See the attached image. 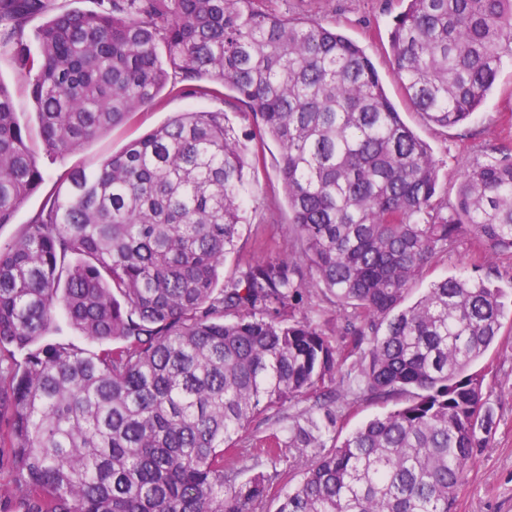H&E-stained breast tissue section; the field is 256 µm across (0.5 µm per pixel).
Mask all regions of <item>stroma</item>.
<instances>
[{"mask_svg":"<svg viewBox=\"0 0 512 512\" xmlns=\"http://www.w3.org/2000/svg\"><path fill=\"white\" fill-rule=\"evenodd\" d=\"M273 7L282 12L291 8L301 13H318L365 49L403 121L431 149L437 166L439 199L455 202L466 167L487 161L496 147L512 148V60H504L486 102L465 125L439 128L407 105L393 74L388 36L394 17L403 9L401 0H323L319 5L313 0H274ZM222 109L240 140L250 143L255 125L251 113L227 108L221 96L186 98L165 91L153 104L101 138L61 159L40 155L39 164L49 174L60 169H89L102 157L120 151L177 113ZM279 161L278 146L267 143L260 163L247 172L238 251L226 259L221 279L235 275L239 257L268 259L295 250L287 230L288 203L278 174ZM451 275L490 276L503 291L507 309H512L511 256L489 261L477 240L469 236L457 240L414 284L412 297H420L431 282ZM483 361L489 366L485 384L496 407L492 443L468 468L455 510L512 512V321L505 322Z\"/></svg>","mask_w":512,"mask_h":512,"instance_id":"35a3bbf8","label":"stroma"}]
</instances>
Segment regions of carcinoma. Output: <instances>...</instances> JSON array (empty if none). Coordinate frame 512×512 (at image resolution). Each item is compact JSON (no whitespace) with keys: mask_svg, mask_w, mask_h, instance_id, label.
I'll use <instances>...</instances> for the list:
<instances>
[{"mask_svg":"<svg viewBox=\"0 0 512 512\" xmlns=\"http://www.w3.org/2000/svg\"><path fill=\"white\" fill-rule=\"evenodd\" d=\"M258 0H0V56L22 58L46 154L63 158L165 89L232 92L280 151L291 255L220 282L239 235L250 153L226 113L181 112L90 170L48 178L0 80V224L44 202L0 245V412L20 512H259L271 476L237 480L252 422L311 405L264 436L302 476L277 512H454L495 408L474 365L501 335L502 291L450 276L405 305L448 244L512 255V153L467 167L435 198L430 147L401 119L364 49L317 17ZM394 71L428 122L457 127L512 59V0H403ZM49 189H44L46 181ZM341 315L334 343L300 308ZM64 314L98 351L47 340ZM389 410L336 441L359 401ZM44 191L36 192L24 201L19 210L16 212L10 224L0 225V244L6 243L13 239L21 228L22 224H26L29 217L33 215L41 206Z\"/></svg>","mask_w":512,"mask_h":512,"instance_id":"cac0c4a2","label":"carcinoma"}]
</instances>
